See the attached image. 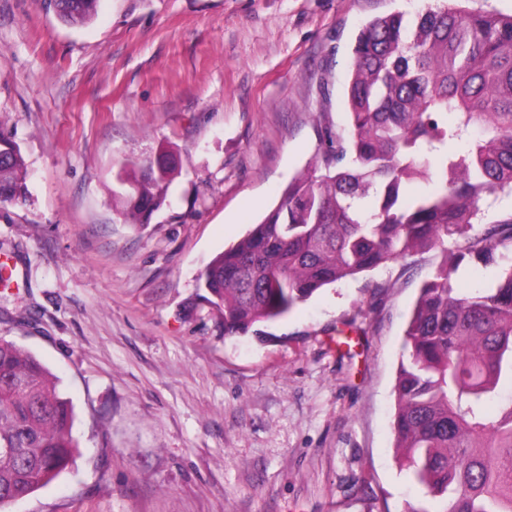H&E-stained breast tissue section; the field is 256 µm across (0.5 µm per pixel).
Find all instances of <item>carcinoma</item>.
<instances>
[{
  "mask_svg": "<svg viewBox=\"0 0 512 512\" xmlns=\"http://www.w3.org/2000/svg\"><path fill=\"white\" fill-rule=\"evenodd\" d=\"M84 25L100 0H48ZM348 135L199 277L224 336L259 335L321 288L432 250L405 329L393 423L399 465L439 508L512 512V264L462 292L461 266L512 258V216L477 231L481 201L512 193V16L461 7L392 13L358 33ZM178 175L171 153L129 161L124 216L146 224ZM434 180L411 198L407 184ZM25 160L0 131V204L26 195ZM453 242L448 248L447 242ZM73 406L31 352L0 337V509L74 461Z\"/></svg>",
  "mask_w": 512,
  "mask_h": 512,
  "instance_id": "obj_1",
  "label": "carcinoma"
}]
</instances>
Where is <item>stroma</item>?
<instances>
[{
  "mask_svg": "<svg viewBox=\"0 0 512 512\" xmlns=\"http://www.w3.org/2000/svg\"><path fill=\"white\" fill-rule=\"evenodd\" d=\"M433 0H101L83 26L0 0V129L28 166L0 205V337L75 412L79 454L5 512H405L434 503L392 429L404 331L432 251L322 288L226 337L197 276L347 130L369 20ZM182 159L129 224L128 159Z\"/></svg>",
  "mask_w": 512,
  "mask_h": 512,
  "instance_id": "35a3bbf8",
  "label": "stroma"
}]
</instances>
